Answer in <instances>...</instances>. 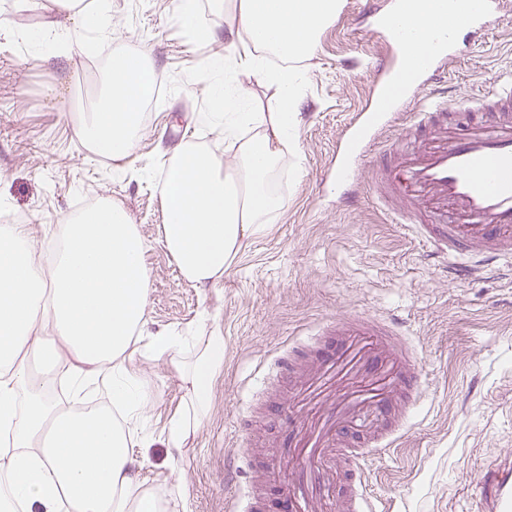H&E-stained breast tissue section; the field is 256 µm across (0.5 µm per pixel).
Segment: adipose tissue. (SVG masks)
<instances>
[{
  "label": "adipose tissue",
  "mask_w": 512,
  "mask_h": 512,
  "mask_svg": "<svg viewBox=\"0 0 512 512\" xmlns=\"http://www.w3.org/2000/svg\"><path fill=\"white\" fill-rule=\"evenodd\" d=\"M54 17L30 32L52 62L50 43L77 23L106 33L105 7L52 0ZM234 56L214 55L204 76L223 152L185 142L163 183V243L182 275L217 282L244 241L264 235L285 199L273 183L296 140L298 90L305 60L340 15L344 0H226ZM152 69L148 54L117 55L107 93L79 130L97 155L119 163L135 151ZM275 86L276 109L252 106L248 80ZM63 240L45 264L28 225L0 226V512H170L173 491L158 493L137 478L131 423L153 394L130 373L136 335L146 322L150 272L146 243L128 213L100 202L63 220ZM155 353L192 351L180 370L191 390L189 408L172 417L168 447H179L208 416L212 384L224 368V338L162 335ZM70 360L71 408L53 402L46 385ZM102 383L112 402L75 412L86 388Z\"/></svg>",
  "instance_id": "1"
}]
</instances>
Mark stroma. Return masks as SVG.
<instances>
[{
    "mask_svg": "<svg viewBox=\"0 0 512 512\" xmlns=\"http://www.w3.org/2000/svg\"><path fill=\"white\" fill-rule=\"evenodd\" d=\"M105 1L115 37L103 40L94 62L69 57L72 45L92 38L74 27L56 45L57 60L45 64L28 34L46 20L49 0H0L8 20L0 27V211L24 216L42 246L77 201L109 199L146 239L150 297L131 365L154 394L141 424L150 444L133 451L142 476L176 489L175 512H224L226 485L247 494L253 460L302 447V427L384 391L383 409H354L364 437L406 427L389 454L365 462L372 499L388 512H473L477 471L512 456V272L453 280L421 235L332 184L337 142L371 92L372 59L386 50L367 31L362 0H345L304 63L298 146L276 177L286 207L217 284L204 286L183 277L162 242V178L179 145L216 140L203 124L202 76L226 44L194 40L177 20V0ZM460 39L462 57L429 83L427 96L464 97L512 72V0L487 42L466 32ZM121 50L147 52L161 86L137 149L117 167L90 153L76 131ZM355 317L381 319L396 333L379 336L364 323L355 336L325 330ZM205 331L224 337V370L204 425L170 448L167 427L188 402V386L170 357L147 345L160 335ZM329 343L332 363L323 358ZM292 353L296 363L280 372L277 359ZM411 361L421 378L414 404L391 385Z\"/></svg>",
    "mask_w": 512,
    "mask_h": 512,
    "instance_id": "stroma-1",
    "label": "stroma"
}]
</instances>
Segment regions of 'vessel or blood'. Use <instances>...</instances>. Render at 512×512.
Here are the masks:
<instances>
[{"label": "vessel or blood", "instance_id": "vessel-or-blood-1", "mask_svg": "<svg viewBox=\"0 0 512 512\" xmlns=\"http://www.w3.org/2000/svg\"><path fill=\"white\" fill-rule=\"evenodd\" d=\"M460 26L486 29L502 0H465ZM363 10L374 15L375 33L388 46L377 65V92L399 84L386 111L360 110L354 146L336 153V180L360 183V172L373 165L367 193L394 214L398 223L427 236L453 270L463 276L470 260L488 264L512 259V78L462 100L426 101L402 90L410 43L395 33V17L380 13L375 0ZM456 32L428 44L418 57L416 72L427 81L457 54ZM345 421L332 412L324 428L298 449L301 463L290 480H278L267 470L266 484L274 490L275 512H297L310 488L336 480V429ZM398 432L370 442L352 435L344 452L347 462L345 498L351 512H378L367 491L364 461L394 447ZM475 512H512V456L485 464L475 480Z\"/></svg>", "mask_w": 512, "mask_h": 512}]
</instances>
